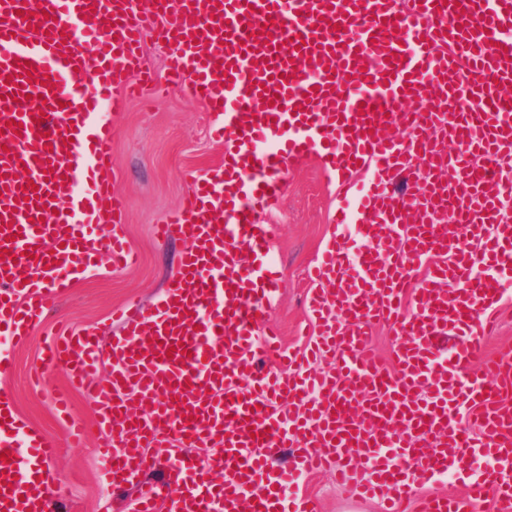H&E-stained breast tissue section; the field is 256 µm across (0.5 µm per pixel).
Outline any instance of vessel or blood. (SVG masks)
<instances>
[{
	"mask_svg": "<svg viewBox=\"0 0 512 512\" xmlns=\"http://www.w3.org/2000/svg\"><path fill=\"white\" fill-rule=\"evenodd\" d=\"M510 29L512 0H0L1 336H29L98 253L132 260L123 236L88 229L123 221L103 110L158 89L146 35L173 44L168 81L190 85L224 142L223 165L186 170L189 203L156 227L190 243L157 309L120 311L108 348L70 331L44 350L91 387L104 476L138 485L133 512H270L293 475L266 461L288 447L369 498L512 512V356L463 372L496 320L495 273L512 270ZM415 157L426 181L395 192ZM311 159L342 194L309 298L319 331L265 372L278 277L257 218ZM377 322L395 331L388 364L369 349ZM105 356L110 377L92 380ZM13 405L0 389V512H47L52 481L32 467L57 444ZM153 448L168 451L159 484L142 480ZM471 459L485 468L464 496L416 497Z\"/></svg>",
	"mask_w": 512,
	"mask_h": 512,
	"instance_id": "obj_1",
	"label": "vessel or blood"
}]
</instances>
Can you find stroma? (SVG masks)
<instances>
[{"mask_svg": "<svg viewBox=\"0 0 512 512\" xmlns=\"http://www.w3.org/2000/svg\"><path fill=\"white\" fill-rule=\"evenodd\" d=\"M209 121L205 104L184 88L122 101L111 115L110 176L125 201L117 230L138 260L130 268L116 270L107 256H99L94 268L72 281L33 335L7 347L12 369L8 376H0V388L13 394L16 417L61 442L56 456L45 465L54 485L51 512H129L133 488L112 487L101 477L100 435L92 434L81 448L65 444V424L55 397L67 389V371L44 364L42 350L48 336L64 326L110 340L121 329L112 312L129 300L156 307L189 243L182 238L158 241L153 228L188 200L186 170H206L224 161L223 144L208 136ZM284 188L279 212L261 215L260 221L272 227L271 251L283 273L269 322L285 347L297 351L306 337L317 332L305 299L315 286L310 271L337 234V182L335 175L312 160L289 171ZM38 369L44 372L40 382L34 378ZM283 498L289 505L308 499L315 512H383L384 508L380 501L362 499L355 486L337 484L327 472L303 475L297 484L284 488Z\"/></svg>", "mask_w": 512, "mask_h": 512, "instance_id": "stroma-1", "label": "stroma"}]
</instances>
